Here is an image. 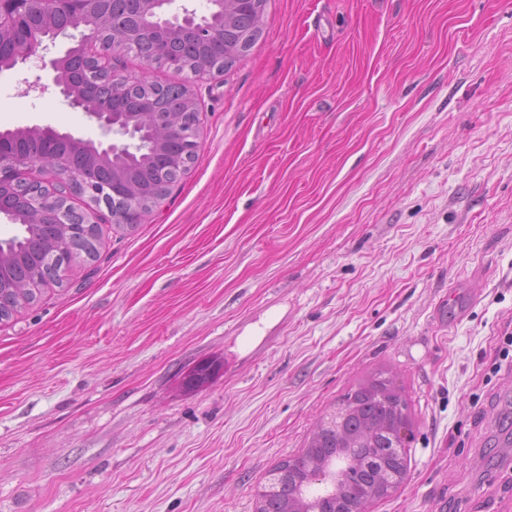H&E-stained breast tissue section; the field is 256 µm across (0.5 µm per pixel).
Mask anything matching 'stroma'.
Returning <instances> with one entry per match:
<instances>
[{
	"label": "stroma",
	"mask_w": 512,
	"mask_h": 512,
	"mask_svg": "<svg viewBox=\"0 0 512 512\" xmlns=\"http://www.w3.org/2000/svg\"><path fill=\"white\" fill-rule=\"evenodd\" d=\"M115 67L191 83L202 145L0 321V512H255L380 372L412 435L366 512H512V0H268L224 73ZM52 77L0 71V130L102 140Z\"/></svg>",
	"instance_id": "35a3bbf8"
}]
</instances>
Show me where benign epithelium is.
I'll return each instance as SVG.
<instances>
[{"label": "benign epithelium", "mask_w": 512, "mask_h": 512, "mask_svg": "<svg viewBox=\"0 0 512 512\" xmlns=\"http://www.w3.org/2000/svg\"><path fill=\"white\" fill-rule=\"evenodd\" d=\"M140 15L136 27L122 21L107 8V0H0V63L24 62L31 57L50 66L53 83L74 109L94 118L103 134L128 139L126 143H94L62 133L50 126H27L0 131V214L12 219L16 211L29 214L35 224H67L76 226L75 237L92 238L93 224L102 206L113 211L122 206L119 223L136 225L145 221L152 208L163 198L157 188L171 177L185 173L200 146L201 127L195 120L199 102L190 84H185L186 112L174 118L167 128L155 126L153 112L145 107L136 112H114L108 105V94L99 85L116 91L134 84L148 86L154 95L158 87L147 77L128 78L110 68L99 52L82 56L66 49L61 56L46 58L49 44L55 43L68 30L80 31L79 43L87 47L108 43L105 53L111 57L139 53L138 39L150 35L159 44L191 35L209 44L224 41L223 27L200 24L195 10L182 4L173 8L174 0H139ZM214 13L225 16L256 4V0H210ZM161 62L180 68L195 78L204 72L218 71L224 59L212 64L193 66L169 57ZM24 140L50 143L44 152L33 155L19 148ZM147 150L168 158V165L148 183L133 181L123 162L129 154ZM111 171V179L103 181L99 173ZM46 172L58 189H49L33 179V173ZM86 199V207L78 211L70 203L72 197ZM355 457L345 452L336 464L306 463L307 483H324L332 494L340 495Z\"/></svg>", "instance_id": "1"}]
</instances>
